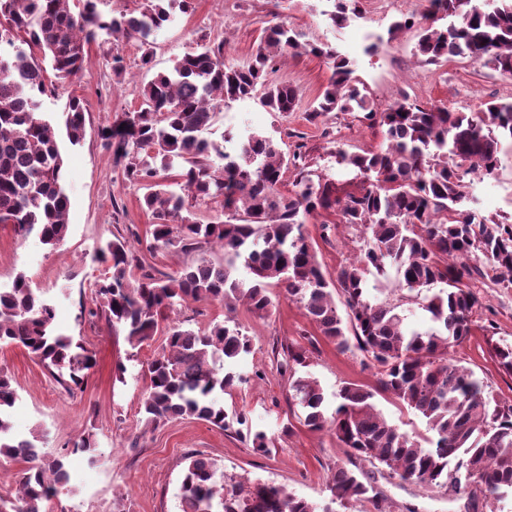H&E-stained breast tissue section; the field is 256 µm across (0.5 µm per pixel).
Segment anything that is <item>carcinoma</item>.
<instances>
[{
  "mask_svg": "<svg viewBox=\"0 0 512 512\" xmlns=\"http://www.w3.org/2000/svg\"><path fill=\"white\" fill-rule=\"evenodd\" d=\"M102 0H0V224L21 238L36 234L55 246L67 234L69 199L64 159L54 126L45 119L40 96L51 80L76 77L85 47L103 31L134 38L150 63L155 34L186 13L191 0H138L136 8L102 13ZM485 9L474 0H431L427 23L419 26L416 56L426 64L467 58L512 77V0ZM355 0H333L336 26L358 15ZM442 13L457 21L435 26ZM333 62L329 86L313 116L362 112L369 127L381 129L384 145L362 153L336 147V164L364 181L346 190L305 173L299 152L285 155L272 138L224 136L219 145L204 137L217 111L259 97L269 112H291L297 91L269 80L277 56L303 51ZM141 105L102 128V138L123 163L124 175L149 187L144 204L153 217L149 251L177 246L194 255L174 275L142 274L141 255L125 241L106 242L108 262L95 285L97 312L132 347L165 335V344L147 364L149 385L141 409L146 423L193 418L221 430L243 426V413L228 414L223 397L249 379L230 368L251 352L233 314L237 305L268 316L275 307L269 289L280 287L305 310L321 335L342 352L355 351L376 368L375 385L348 382L336 391V410L308 367V350L282 346L280 374L288 376L292 399L313 430L330 429L356 460L385 466L391 474L423 487L475 486L491 506L512 491V403L486 392L468 368L448 359L451 349L472 335L470 314L480 305L469 281L487 278L512 286V224L476 210H462L465 177L492 176L501 166L502 142L512 141V100L483 103L473 112L424 106L404 93L380 109L354 76L349 58L332 47H307L283 25L266 30L246 64L227 63L224 43L201 44L141 88ZM84 114L70 101L66 134L80 142ZM180 167L178 180L168 172ZM299 170L294 190H279L284 170ZM220 201L224 219L203 223L192 202ZM333 210L340 223L356 231L354 257L324 277L317 251L306 233V216ZM224 259L209 258L214 246ZM244 268L249 278L236 277ZM392 267L401 289L421 300L428 324L409 329L399 304L367 293V277ZM344 299L347 321L334 296ZM224 303V322L194 330L168 321V312L190 301ZM54 312L18 276L0 289V343L22 345L47 368L68 370V383H84L95 356L53 326ZM391 395L421 417L431 436L425 442L400 431L379 411L375 395ZM17 394L0 373V459L26 463L19 490L0 497V512H43L70 474L66 456L49 457L35 443L12 433L8 412ZM72 453L93 464L97 448L90 437ZM330 503L347 509L371 502L374 488L360 473L336 465L328 485ZM179 512H334L299 497L282 485L245 483L224 476L212 459L189 457L179 489Z\"/></svg>",
  "mask_w": 512,
  "mask_h": 512,
  "instance_id": "1",
  "label": "carcinoma"
}]
</instances>
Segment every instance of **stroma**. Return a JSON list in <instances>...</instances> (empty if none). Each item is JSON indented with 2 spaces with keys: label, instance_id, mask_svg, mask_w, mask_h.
Wrapping results in <instances>:
<instances>
[{
  "label": "stroma",
  "instance_id": "1",
  "mask_svg": "<svg viewBox=\"0 0 512 512\" xmlns=\"http://www.w3.org/2000/svg\"><path fill=\"white\" fill-rule=\"evenodd\" d=\"M428 7L429 0H359L360 17L338 28L326 15L327 0H194L191 12L177 14L156 34L150 64H143L137 40L117 42L104 34L86 48L80 76L56 84L43 96L41 110L56 127L64 125L70 98H79L84 110L80 144H70L64 136L59 139L70 200L68 232L52 249L37 236L21 238L11 225L0 224V288L11 287L16 276L25 275L40 299L54 308L56 329L80 340L96 356L83 389L70 390L22 347L0 345V371L17 393L9 416L13 432L36 436L45 455L69 457L70 481L46 503V512H179L181 473L187 457L194 454L216 460L226 475L281 484L317 504L328 503L327 480L337 464L347 461L349 450L332 431H314L298 420L299 409L288 399V381L277 369L275 349L307 336L314 339L308 371L319 381L331 411L343 383L374 385L375 371L363 367L359 356L337 350L304 309L285 298L283 289H272L276 306L268 317L238 308L235 318L250 336L252 351L235 369L251 380L224 398L227 411L246 413L252 428L272 437L269 452H258L245 437L195 419L146 423L141 412L148 385L144 370L164 338L158 335L134 348L105 319L93 316L94 285L107 268L100 248L107 240L124 239L144 253L147 271L158 276L175 274L189 257L175 247L147 253L152 217L144 205L146 188L125 178L100 130L121 113L137 109L142 83L170 69L200 36L223 43L227 60L243 63L264 29L274 23L302 32L311 45L328 44L346 54L356 77L380 106L401 91L420 104L459 112L476 111L494 99H512V77L494 75L466 59L424 64L415 55L413 29L388 37L393 21L421 20ZM374 41L379 50L366 53V45ZM116 55L124 66L119 77L112 70ZM331 75V62L309 53L278 61L272 78L297 89L295 109L273 113L255 99L235 102L218 112L208 139L219 143L227 133L241 137L258 132L271 137L283 152L302 149L314 175L345 182L347 176L337 171L331 150L338 145L355 152L372 149L382 135L358 112L311 118ZM503 152V165L495 176L466 177L463 205L512 222V145L504 144ZM306 231L326 278H335L337 267L355 246L353 231L340 225L336 214L323 211L308 217ZM368 283L372 297L401 301L408 324L426 325V312L415 302L402 300L395 270L369 277ZM469 287L482 301L472 314L478 329L450 357L473 371L495 397L512 402V374L492 353L494 344H512V287L487 279L470 281ZM286 424L291 427L287 433L282 430ZM85 435L93 436L98 448L92 465L71 452L73 443ZM363 469L385 512H512L511 492L491 511L471 487L455 493L428 490L379 465L367 463Z\"/></svg>",
  "mask_w": 512,
  "mask_h": 512
}]
</instances>
